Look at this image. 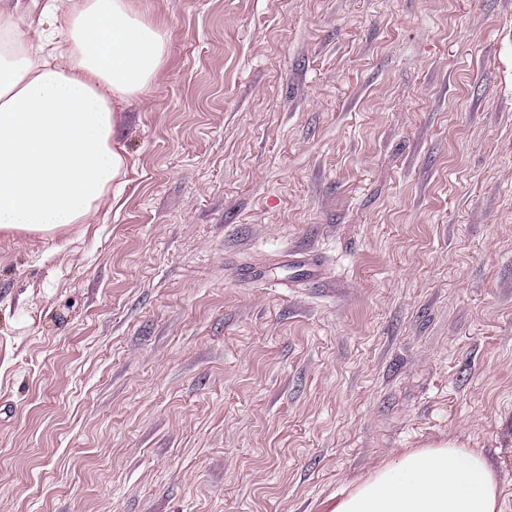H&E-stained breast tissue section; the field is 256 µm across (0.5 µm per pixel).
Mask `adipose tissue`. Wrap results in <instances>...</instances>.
Returning <instances> with one entry per match:
<instances>
[{"label": "adipose tissue", "instance_id": "obj_1", "mask_svg": "<svg viewBox=\"0 0 512 512\" xmlns=\"http://www.w3.org/2000/svg\"><path fill=\"white\" fill-rule=\"evenodd\" d=\"M167 54L139 0H0V233L95 223L125 184L119 114ZM498 498L493 465L451 441L380 468L335 512H500Z\"/></svg>", "mask_w": 512, "mask_h": 512}]
</instances>
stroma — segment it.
Wrapping results in <instances>:
<instances>
[{"label": "stroma", "instance_id": "1", "mask_svg": "<svg viewBox=\"0 0 512 512\" xmlns=\"http://www.w3.org/2000/svg\"><path fill=\"white\" fill-rule=\"evenodd\" d=\"M141 5L119 202L0 235V512H334L448 441L512 512V0ZM290 263L293 267H301L306 271V279L304 281L292 280L293 285L309 282L313 279L322 278L321 264L318 258L309 254H300L295 252H289Z\"/></svg>", "mask_w": 512, "mask_h": 512}]
</instances>
